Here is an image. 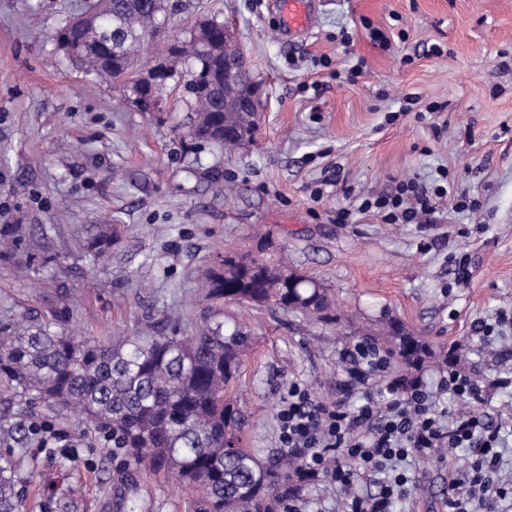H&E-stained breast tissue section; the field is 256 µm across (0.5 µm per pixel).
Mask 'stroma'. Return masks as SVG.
Masks as SVG:
<instances>
[{"label":"stroma","instance_id":"35a3bbf8","mask_svg":"<svg viewBox=\"0 0 512 512\" xmlns=\"http://www.w3.org/2000/svg\"><path fill=\"white\" fill-rule=\"evenodd\" d=\"M276 2L166 0L178 37L202 18L230 26L266 96L255 142L229 157L192 139L180 86H168L160 111L144 112L64 58L56 33L85 0H0V227H56L33 258L0 256V320L54 317L111 342L159 320L177 330L203 323L215 305L198 288L202 274L260 231L363 328L388 312L463 354V369L512 372L501 356L512 345V0H316L302 37L282 30ZM372 26L387 42L371 40ZM343 30L350 45L336 39ZM436 44L442 55L431 54ZM359 58L365 70L348 78ZM409 93L421 111L386 122ZM434 101L441 111H428ZM441 165L477 210L443 206L437 224L357 211L359 198L429 179ZM215 166L232 198L214 191ZM340 208L347 223L336 220ZM103 224L120 227L118 242L100 256L79 248ZM224 312L226 325L255 333L235 384L262 416L249 442L278 448L289 385L336 399L340 355L354 338L278 311ZM504 313L508 323L495 326ZM490 323L495 337L481 342L478 328ZM34 412L52 438L15 451L23 512H119L123 449L95 436L75 445L70 411ZM415 480L393 512H446L447 468L422 463ZM135 481L140 512H186L173 484L145 473Z\"/></svg>","mask_w":512,"mask_h":512}]
</instances>
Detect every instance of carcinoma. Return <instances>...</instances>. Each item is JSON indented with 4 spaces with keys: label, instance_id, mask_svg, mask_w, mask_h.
<instances>
[{
    "label": "carcinoma",
    "instance_id": "cac0c4a2",
    "mask_svg": "<svg viewBox=\"0 0 512 512\" xmlns=\"http://www.w3.org/2000/svg\"><path fill=\"white\" fill-rule=\"evenodd\" d=\"M165 0H93L86 13L95 26L70 27L59 47L87 74L116 83L121 68L139 63L142 37L156 35L165 21ZM207 40L195 58L170 51L169 78L207 68L204 86L188 93L193 112L190 135L233 152L253 142L258 123L240 108L252 83L224 86V22L208 19ZM30 230L13 224L3 232L17 249ZM117 241L103 227L90 237L100 255ZM209 298L268 308L332 326L338 321L329 288L288 262L279 250L227 252L205 274ZM152 336H125L113 343L78 340L57 329L56 319L33 317L23 324L0 323V512H22L12 449L46 438L50 424L13 412L17 401L38 399L47 407H70L87 428L112 447L125 449V468L145 465L195 491L189 512H284L301 496L308 477L301 459L246 446L254 417L229 394L251 331H228L213 318L188 336L157 323ZM380 334L400 380L418 378L426 364L452 362L400 320L385 316Z\"/></svg>",
    "mask_w": 512,
    "mask_h": 512
}]
</instances>
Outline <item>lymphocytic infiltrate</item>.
Masks as SVG:
<instances>
[{
  "instance_id": "obj_1",
  "label": "lymphocytic infiltrate",
  "mask_w": 512,
  "mask_h": 512,
  "mask_svg": "<svg viewBox=\"0 0 512 512\" xmlns=\"http://www.w3.org/2000/svg\"><path fill=\"white\" fill-rule=\"evenodd\" d=\"M448 176L442 168L432 184L400 182L392 193L362 198L358 210L385 224L437 223L446 198L456 212L475 210ZM343 361L336 400L320 402L308 389L292 386L277 421L280 447L299 453L312 477L343 491L344 512H392L393 503L411 498L414 490L402 463H447L450 448L473 449L474 459L465 472L449 465V512H502L512 482L498 478L497 466L502 440L512 436V413L492 418L478 406L492 386H507V379L490 384L451 368L435 384L418 381L403 388L391 378L384 352L360 341L346 348ZM440 394L467 404V411L449 413L436 400ZM364 481L374 483L376 493H363Z\"/></svg>"
}]
</instances>
